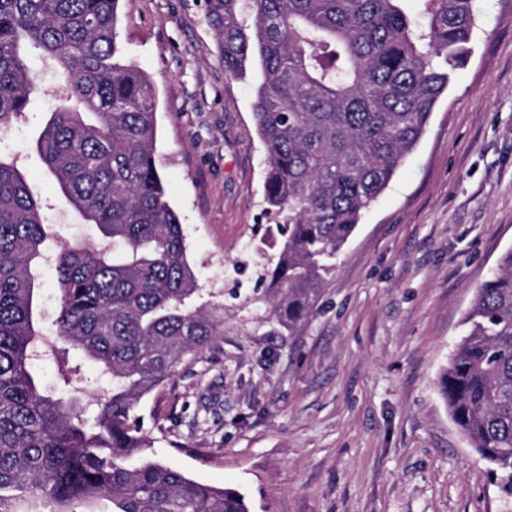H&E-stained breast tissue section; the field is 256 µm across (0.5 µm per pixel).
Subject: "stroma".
<instances>
[{
    "label": "stroma",
    "mask_w": 512,
    "mask_h": 512,
    "mask_svg": "<svg viewBox=\"0 0 512 512\" xmlns=\"http://www.w3.org/2000/svg\"><path fill=\"white\" fill-rule=\"evenodd\" d=\"M473 5L467 64L290 329L271 313L260 68L225 71L207 0H123L119 39L156 90V163L199 302L224 310L223 336L140 413L159 459L239 490L251 512H512L438 390L476 288L512 249V0ZM30 65L42 91L0 153L57 233L105 247L32 147L55 76L38 56ZM34 370L73 397L87 378L109 387L89 362L68 386L54 356Z\"/></svg>",
    "instance_id": "obj_1"
}]
</instances>
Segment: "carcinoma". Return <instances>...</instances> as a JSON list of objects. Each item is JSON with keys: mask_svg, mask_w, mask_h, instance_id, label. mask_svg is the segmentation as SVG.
Returning <instances> with one entry per match:
<instances>
[{"mask_svg": "<svg viewBox=\"0 0 512 512\" xmlns=\"http://www.w3.org/2000/svg\"><path fill=\"white\" fill-rule=\"evenodd\" d=\"M122 0H0V131L40 92L29 49L60 75L33 142L66 202L120 249L62 241L14 162L0 155V512H250L147 451L138 411L189 357L224 334L194 305L185 234L155 159L152 82L123 61ZM224 68L253 62V117L266 147L268 210L283 217L273 315L293 328L364 212L419 142L468 62L473 0H208ZM59 309L41 326L40 268ZM438 380L449 415L512 497V250L476 288ZM53 340L64 385L92 362L111 389L46 391L34 373Z\"/></svg>", "mask_w": 512, "mask_h": 512, "instance_id": "cac0c4a2", "label": "carcinoma"}]
</instances>
